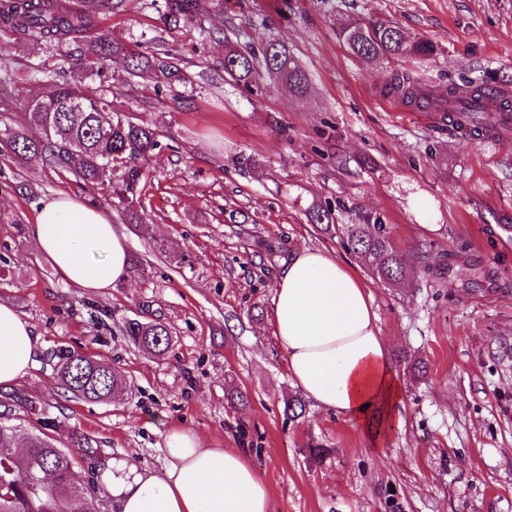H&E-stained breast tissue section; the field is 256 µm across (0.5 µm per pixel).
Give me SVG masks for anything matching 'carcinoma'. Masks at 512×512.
<instances>
[{
	"mask_svg": "<svg viewBox=\"0 0 512 512\" xmlns=\"http://www.w3.org/2000/svg\"><path fill=\"white\" fill-rule=\"evenodd\" d=\"M197 0H164L162 19L168 27L182 28L193 22ZM125 0H92L93 10L74 12L56 0H8L0 3V22L20 35L38 34L66 42L79 41L92 29L98 14H112ZM340 36L357 57L375 62L388 57L430 58L437 47L430 41L412 38L397 25L375 22L348 26ZM120 67L133 77H148L154 90L186 82L187 75L172 54L163 49L139 51L102 32L95 49L77 65L78 74L55 83L47 92L32 95L27 104L28 124L42 137L29 138L21 130L4 127L7 145L0 153L21 161H36L66 172L91 186L108 185L112 197L124 206L132 220L139 219L134 201L142 180V163L160 147L156 130L134 121L127 112L112 106L86 80L105 69ZM236 83L249 87L261 72L277 76L298 96L307 93L309 79L288 47L277 39L262 37L258 46H230L222 63ZM494 86L462 79L448 83L446 94L435 90L410 73L394 75L388 92L418 109H443L458 104L469 115L466 136L481 137L492 129L493 112L480 105ZM84 104L74 111V102ZM347 246L369 260L374 272L391 282L401 280L407 268L404 255L392 245L380 217H368L348 227ZM125 335L144 351L158 357L168 352L172 336L163 323H143L136 318L124 323ZM57 375L74 397L90 402L111 398L121 378L110 364L79 352L59 357ZM74 458L53 448L45 433L22 436L17 426L0 421V512H108L107 500L95 488L78 479Z\"/></svg>",
	"mask_w": 512,
	"mask_h": 512,
	"instance_id": "cac0c4a2",
	"label": "carcinoma"
}]
</instances>
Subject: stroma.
Instances as JSON below:
<instances>
[{"label":"stroma","instance_id":"35a3bbf8","mask_svg":"<svg viewBox=\"0 0 512 512\" xmlns=\"http://www.w3.org/2000/svg\"><path fill=\"white\" fill-rule=\"evenodd\" d=\"M396 23L434 43L432 59L367 62L343 27ZM233 23L288 45L310 80L294 96L265 75L244 88L225 75L226 45L211 28ZM97 28L149 51L165 45L190 81L155 92L149 80L109 69L95 77L118 108L156 129L144 166L140 223L108 190L0 155V302L41 338L36 364L0 388V418L21 433L46 431L84 476L134 454L161 468L167 429L212 448H244L260 464L274 512H512V135L470 139L441 118L403 113L384 96L393 74L445 92L449 79L512 90V0H198L193 26L168 29L151 0H126ZM73 60L67 46L0 26V77L11 80L7 123L25 120L32 90L51 87ZM259 165L242 167L241 156ZM93 196L127 237L126 282L88 293L64 282L30 236L41 199ZM330 207V228L308 212ZM380 215L411 263L390 283L346 247V228ZM325 247L364 279L402 388V425L383 441L295 395L286 357L265 317L293 250ZM162 322L164 360L136 348L126 319ZM109 362L125 388L106 403L73 398L54 371L66 352ZM249 401L231 405L228 387ZM58 427L44 429L45 416ZM95 439L88 458L71 440ZM311 447L328 449L310 461Z\"/></svg>","mask_w":512,"mask_h":512}]
</instances>
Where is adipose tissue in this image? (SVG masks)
I'll list each match as a JSON object with an SVG mask.
<instances>
[{
  "label": "adipose tissue",
  "mask_w": 512,
  "mask_h": 512,
  "mask_svg": "<svg viewBox=\"0 0 512 512\" xmlns=\"http://www.w3.org/2000/svg\"><path fill=\"white\" fill-rule=\"evenodd\" d=\"M30 232L74 287L101 292L129 277L125 235L78 196L43 200ZM376 321L368 286L335 253L300 248L277 278L269 324L292 386L374 441L402 397ZM38 345L33 326L0 302V385L28 375ZM164 443L161 470L140 468L129 456L106 463L100 483L112 512H273L270 488L247 451L206 448L176 428L166 430Z\"/></svg>",
  "instance_id": "obj_1"
}]
</instances>
